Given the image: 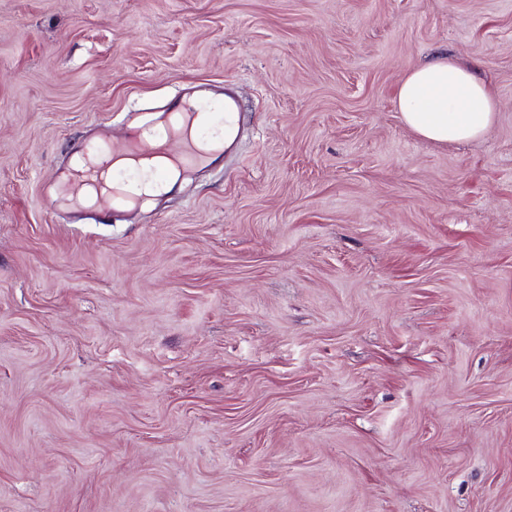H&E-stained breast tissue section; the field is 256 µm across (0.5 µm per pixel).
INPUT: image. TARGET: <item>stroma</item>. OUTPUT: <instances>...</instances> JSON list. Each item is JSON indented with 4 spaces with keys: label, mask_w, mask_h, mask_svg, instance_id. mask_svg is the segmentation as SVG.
Here are the masks:
<instances>
[{
    "label": "stroma",
    "mask_w": 512,
    "mask_h": 512,
    "mask_svg": "<svg viewBox=\"0 0 512 512\" xmlns=\"http://www.w3.org/2000/svg\"><path fill=\"white\" fill-rule=\"evenodd\" d=\"M443 56L483 140L400 118ZM227 81L215 167L50 209L94 129ZM0 512H512V0H0ZM396 104L412 132L442 144L484 138L499 113L493 89L448 58L407 73L396 91Z\"/></svg>",
    "instance_id": "1"
}]
</instances>
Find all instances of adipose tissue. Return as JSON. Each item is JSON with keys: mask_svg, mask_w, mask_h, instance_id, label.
Wrapping results in <instances>:
<instances>
[{"mask_svg": "<svg viewBox=\"0 0 512 512\" xmlns=\"http://www.w3.org/2000/svg\"><path fill=\"white\" fill-rule=\"evenodd\" d=\"M396 104L412 132L442 144L482 139L498 116L493 89L465 65L448 59L407 73L396 91Z\"/></svg>", "mask_w": 512, "mask_h": 512, "instance_id": "obj_1", "label": "adipose tissue"}]
</instances>
